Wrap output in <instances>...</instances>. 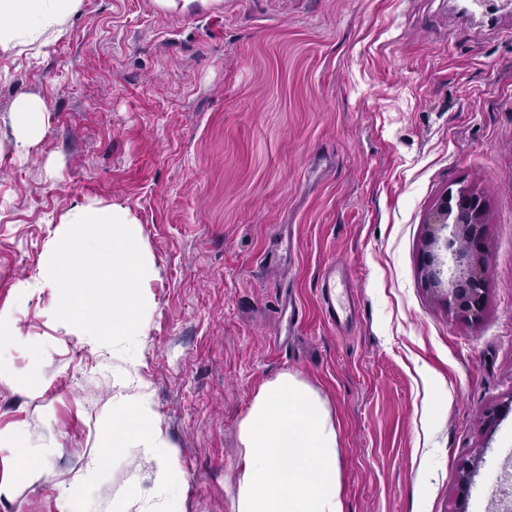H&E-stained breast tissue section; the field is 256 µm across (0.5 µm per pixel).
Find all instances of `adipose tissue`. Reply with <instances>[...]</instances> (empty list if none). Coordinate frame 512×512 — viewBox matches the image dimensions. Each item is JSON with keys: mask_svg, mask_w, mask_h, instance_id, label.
<instances>
[{"mask_svg": "<svg viewBox=\"0 0 512 512\" xmlns=\"http://www.w3.org/2000/svg\"><path fill=\"white\" fill-rule=\"evenodd\" d=\"M83 0H0V49L45 41L63 31ZM47 106L19 98L14 106L18 146L35 144ZM240 456L232 483V512H345L339 468V434L321 394L298 375L284 372L254 395L238 424ZM104 452L91 463L106 469L111 454L139 449L151 465L160 512H184L174 495L181 482L176 448L160 427L146 385L115 397L112 424L99 435Z\"/></svg>", "mask_w": 512, "mask_h": 512, "instance_id": "1", "label": "adipose tissue"}]
</instances>
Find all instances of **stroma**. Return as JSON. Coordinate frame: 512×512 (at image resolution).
Segmentation results:
<instances>
[{
  "label": "stroma",
  "mask_w": 512,
  "mask_h": 512,
  "mask_svg": "<svg viewBox=\"0 0 512 512\" xmlns=\"http://www.w3.org/2000/svg\"><path fill=\"white\" fill-rule=\"evenodd\" d=\"M45 130L13 146V108ZM485 202L483 319L452 318L421 274L428 212L448 187ZM130 209L156 274L134 354L178 450L185 512H232L237 425L283 372L325 398L345 512H497L512 473V0H84L37 49L0 50V512H113L150 465L125 449L87 477L124 355L20 295L76 204ZM294 249L260 258L271 241ZM349 272L357 320L324 318L317 281ZM299 310L280 335L283 304ZM39 372L40 389L21 380ZM20 435L47 481L17 480ZM476 472L461 491L458 466ZM14 136L21 148H28L41 137L45 128L47 106L38 98H19L14 106Z\"/></svg>",
  "instance_id": "obj_1"
}]
</instances>
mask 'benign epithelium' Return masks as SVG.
I'll return each mask as SVG.
<instances>
[{
    "mask_svg": "<svg viewBox=\"0 0 512 512\" xmlns=\"http://www.w3.org/2000/svg\"><path fill=\"white\" fill-rule=\"evenodd\" d=\"M485 205L466 187L448 189L428 213L423 271L434 294L467 322H478L488 291Z\"/></svg>",
    "mask_w": 512,
    "mask_h": 512,
    "instance_id": "1",
    "label": "benign epithelium"
}]
</instances>
